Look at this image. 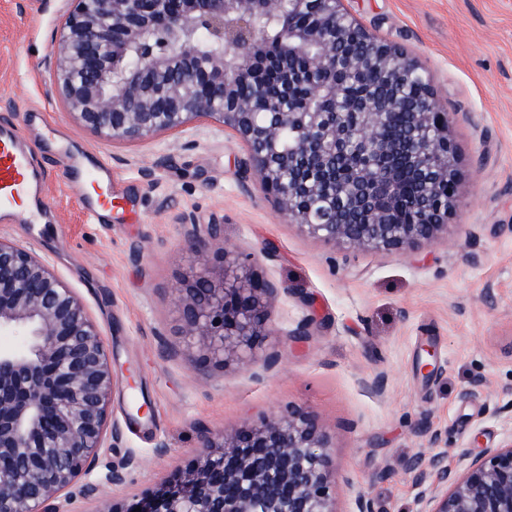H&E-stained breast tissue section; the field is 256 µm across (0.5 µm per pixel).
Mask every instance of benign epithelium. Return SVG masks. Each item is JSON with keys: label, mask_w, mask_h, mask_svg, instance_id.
Segmentation results:
<instances>
[{"label": "benign epithelium", "mask_w": 512, "mask_h": 512, "mask_svg": "<svg viewBox=\"0 0 512 512\" xmlns=\"http://www.w3.org/2000/svg\"><path fill=\"white\" fill-rule=\"evenodd\" d=\"M55 34L52 71L64 106L105 142L150 141L195 123H215L248 146L244 177L275 199L277 213L331 246L406 254L438 244L459 203V170L449 138L452 117L415 58L367 30L344 0H67ZM316 10L320 23L296 18ZM288 19L277 55L286 69L307 54L327 78L296 106L288 89L254 84L264 27ZM366 97L354 121L337 110L347 79ZM416 82L408 123L397 138L385 129L399 114V90ZM254 86L250 97L239 94ZM290 128L294 144L275 148ZM413 171L415 220L396 224L388 203L403 195ZM181 235L189 272L171 287L181 336L198 349L194 368L275 362L272 307L280 286L254 271L274 256L267 244L242 256L210 254L224 225L188 215ZM0 512H71L81 482L103 493L96 512H336L333 443L315 415L288 407L233 430L204 429L202 451L163 487L125 504L118 492L129 455L99 462L119 430L111 423L117 379L103 331L77 293L34 251L0 237ZM497 446L460 470L448 455L405 464L417 512H512V418Z\"/></svg>", "instance_id": "obj_1"}]
</instances>
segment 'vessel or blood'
Masks as SVG:
<instances>
[{
	"mask_svg": "<svg viewBox=\"0 0 512 512\" xmlns=\"http://www.w3.org/2000/svg\"><path fill=\"white\" fill-rule=\"evenodd\" d=\"M31 159V152L20 145L18 129L0 132V209H16L27 203L36 186ZM69 171L107 187L112 183V170L103 163L88 168L74 158L70 161Z\"/></svg>",
	"mask_w": 512,
	"mask_h": 512,
	"instance_id": "obj_1",
	"label": "vessel or blood"
}]
</instances>
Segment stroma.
<instances>
[{
    "instance_id": "35a3bbf8",
    "label": "stroma",
    "mask_w": 512,
    "mask_h": 512,
    "mask_svg": "<svg viewBox=\"0 0 512 512\" xmlns=\"http://www.w3.org/2000/svg\"><path fill=\"white\" fill-rule=\"evenodd\" d=\"M372 33L419 62L446 111L460 170V207L448 235L416 256L332 247L279 217L259 183L243 182L246 145L216 124L191 125L195 149L172 135L110 144L63 107L48 60L60 0H0V124L20 127L44 173L36 222L0 216V236L45 258L101 323L118 383L112 420L120 439L102 465L136 455L126 496L187 467L202 429L232 430L296 406L317 415L335 444L337 512L366 496L383 512H416L405 462L430 455L421 432L443 433L441 451L495 445L512 414V0H345ZM169 155L153 180L141 168ZM112 166L119 207L93 220L92 187L67 176L70 157ZM224 224L210 247L249 253L273 244L257 272L279 284L268 370L213 366L196 373L169 293L190 256L179 218ZM310 322L305 339L291 330ZM173 346L159 353L160 342ZM435 350L424 377L419 355ZM487 386L462 397L475 377ZM382 378V393L367 380ZM149 414L137 416L136 404ZM167 456H156L157 441Z\"/></svg>"
}]
</instances>
